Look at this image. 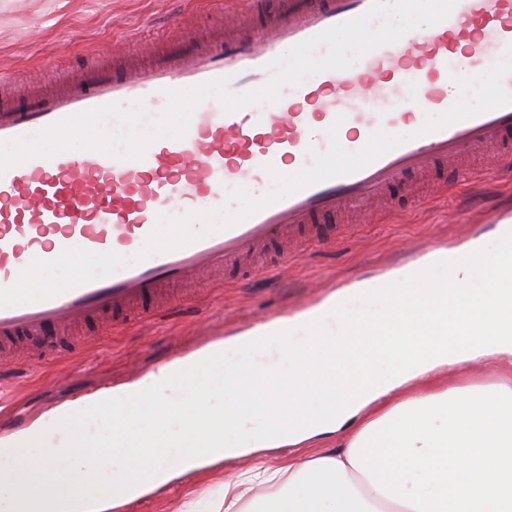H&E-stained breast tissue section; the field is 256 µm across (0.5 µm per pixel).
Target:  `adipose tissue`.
<instances>
[{"label": "adipose tissue", "instance_id": "1", "mask_svg": "<svg viewBox=\"0 0 512 512\" xmlns=\"http://www.w3.org/2000/svg\"><path fill=\"white\" fill-rule=\"evenodd\" d=\"M495 241L501 268L512 267V233L467 241L464 261L447 253L376 279L352 283L293 315L254 325L222 341L157 365L121 394L103 389L55 409L50 421L0 436V458L25 465L21 480L0 484V512H112L182 475L227 460L234 471L205 502L181 512H512V374L472 380L473 363L512 364V330L498 307L474 288ZM453 266L465 307L449 322L444 288L419 287L427 271ZM360 303L343 310L344 297ZM291 366L282 386L281 362ZM223 368V381L211 372ZM458 382H448V372ZM325 381V407L311 421L269 428ZM250 383L269 406L239 408ZM220 398L223 410L210 401ZM176 415L170 434H132L141 411ZM112 416V457L99 462L91 442L103 414ZM336 439L333 453L301 448ZM287 456L265 455L273 445ZM42 449L40 461L28 451Z\"/></svg>", "mask_w": 512, "mask_h": 512}]
</instances>
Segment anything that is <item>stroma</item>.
I'll return each mask as SVG.
<instances>
[{"label":"stroma","mask_w":512,"mask_h":512,"mask_svg":"<svg viewBox=\"0 0 512 512\" xmlns=\"http://www.w3.org/2000/svg\"><path fill=\"white\" fill-rule=\"evenodd\" d=\"M224 10L223 0H0V73L24 87L49 83L57 73L110 59L131 38L161 48L178 21L187 23L192 38H208ZM51 55L59 60L55 73L42 67ZM470 171L466 180L453 168L439 175L445 189L436 195L430 183L405 181L377 215L341 216L342 239L305 244L287 270L202 286L185 311L137 318L119 330L104 323L99 340L87 347L58 339L32 344L14 374L0 377V434L48 418L79 395L120 387L236 331L313 306L356 280L413 264L431 248L452 250L512 221V180L489 184L483 203L473 194L483 178L481 158L472 160ZM227 474L219 465L113 512H179L186 494L206 495Z\"/></svg>","instance_id":"stroma-1"}]
</instances>
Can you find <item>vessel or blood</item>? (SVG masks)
Segmentation results:
<instances>
[{"instance_id": "vessel-or-blood-1", "label": "vessel or blood", "mask_w": 512, "mask_h": 512, "mask_svg": "<svg viewBox=\"0 0 512 512\" xmlns=\"http://www.w3.org/2000/svg\"><path fill=\"white\" fill-rule=\"evenodd\" d=\"M372 0H279L261 8L239 0L250 27H232L200 46L172 39L166 51L136 65L92 66L76 81L32 95L0 76V141L31 134L68 116L115 101L145 99L164 106V90L230 77L232 91L262 86L267 62L292 46L364 14ZM512 44V0H458L443 22L362 58L355 68L325 71L281 90L272 106H248L226 114L213 100L194 112L184 138L153 143L140 160L121 161L99 152L36 157L0 175V288L13 285L32 260L56 259L64 248L136 252L157 214L181 215L226 202L229 188L256 196L271 187L267 167L297 172L308 148L328 147L326 129L345 120L338 141L361 149L376 129L411 134V141L362 170L312 185L266 207L228 230L187 247L80 285L54 298L0 308V366L11 367L17 344L48 339L79 324L111 316H161L189 300L184 285L201 274L224 271L256 277L287 265L280 245L288 235L318 238L317 223L385 197L406 177L438 173L449 161L493 150L489 174L512 177V105L502 106L417 136L425 113L448 109L457 97L456 74H477ZM390 101L384 112L364 103ZM485 286L507 310L512 280L494 275Z\"/></svg>"}]
</instances>
